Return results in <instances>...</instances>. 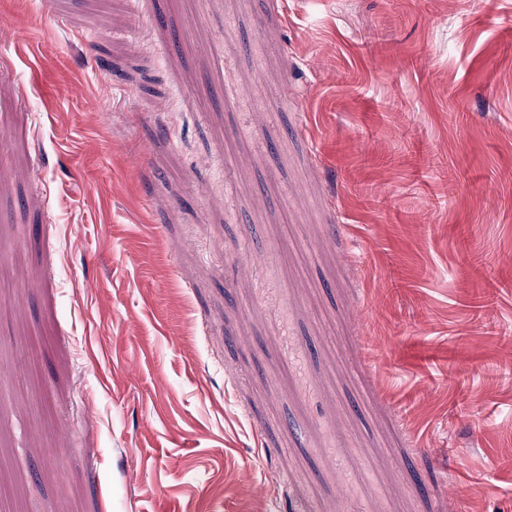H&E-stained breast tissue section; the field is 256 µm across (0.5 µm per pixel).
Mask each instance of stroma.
Segmentation results:
<instances>
[{
    "label": "stroma",
    "instance_id": "35a3bbf8",
    "mask_svg": "<svg viewBox=\"0 0 512 512\" xmlns=\"http://www.w3.org/2000/svg\"><path fill=\"white\" fill-rule=\"evenodd\" d=\"M123 8L0 0L9 512H512V0Z\"/></svg>",
    "mask_w": 512,
    "mask_h": 512
}]
</instances>
